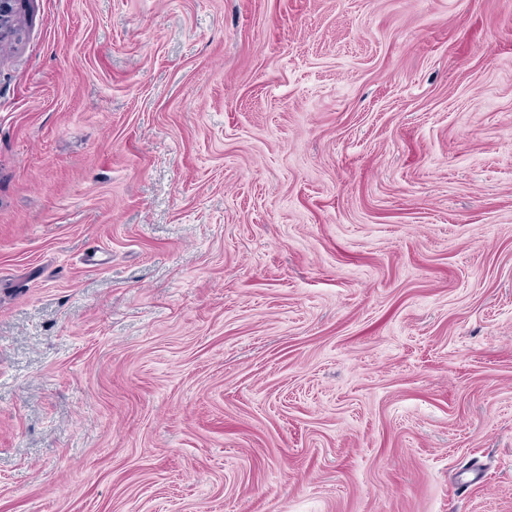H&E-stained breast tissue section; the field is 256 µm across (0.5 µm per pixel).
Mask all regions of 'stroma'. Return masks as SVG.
I'll use <instances>...</instances> for the list:
<instances>
[{
	"mask_svg": "<svg viewBox=\"0 0 512 512\" xmlns=\"http://www.w3.org/2000/svg\"><path fill=\"white\" fill-rule=\"evenodd\" d=\"M0 512H512V0H24Z\"/></svg>",
	"mask_w": 512,
	"mask_h": 512,
	"instance_id": "1",
	"label": "stroma"
}]
</instances>
